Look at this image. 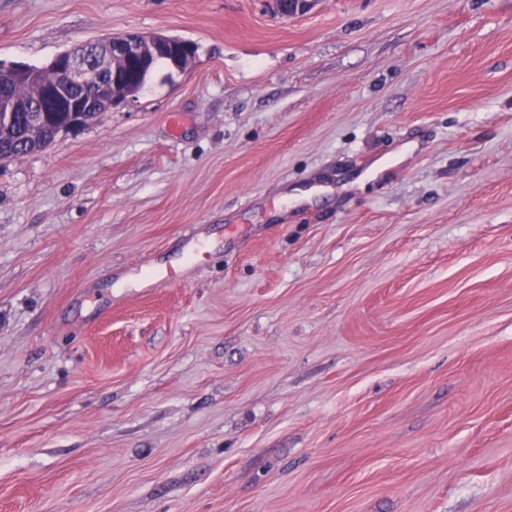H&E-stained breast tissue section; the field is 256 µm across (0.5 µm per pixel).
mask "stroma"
Returning <instances> with one entry per match:
<instances>
[{
	"label": "stroma",
	"mask_w": 512,
	"mask_h": 512,
	"mask_svg": "<svg viewBox=\"0 0 512 512\" xmlns=\"http://www.w3.org/2000/svg\"><path fill=\"white\" fill-rule=\"evenodd\" d=\"M124 32L195 62L0 164V512H512V0H0Z\"/></svg>",
	"instance_id": "obj_1"
}]
</instances>
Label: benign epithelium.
<instances>
[{
    "mask_svg": "<svg viewBox=\"0 0 512 512\" xmlns=\"http://www.w3.org/2000/svg\"><path fill=\"white\" fill-rule=\"evenodd\" d=\"M315 0H273L274 8L284 16L309 11ZM128 36H110L86 41L72 50L56 55L40 69H0V86L23 81L31 89L40 106H30L0 97L7 112H32L29 133L36 138L56 112L68 113L62 130L76 131L88 120L85 112L92 100L105 92L112 93V105L135 100L142 87L127 88L129 74L135 69L152 66L161 56L171 66L182 70L193 60L190 42L163 34L138 37L139 47L131 53L120 50Z\"/></svg>",
    "mask_w": 512,
    "mask_h": 512,
    "instance_id": "7a95c632",
    "label": "benign epithelium"
}]
</instances>
